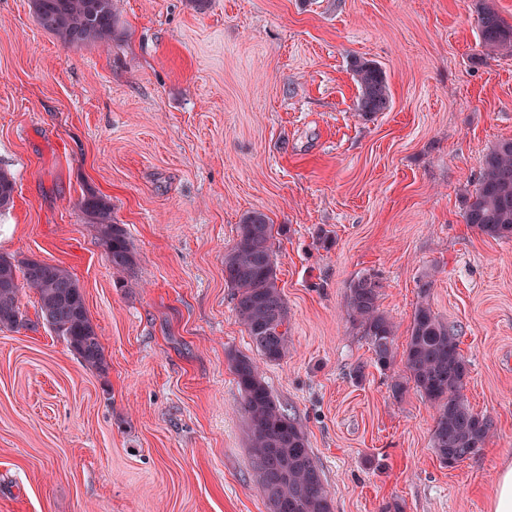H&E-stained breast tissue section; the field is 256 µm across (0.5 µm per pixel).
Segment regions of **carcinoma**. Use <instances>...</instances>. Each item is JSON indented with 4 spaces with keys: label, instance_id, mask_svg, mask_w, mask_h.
Returning <instances> with one entry per match:
<instances>
[{
    "label": "carcinoma",
    "instance_id": "1",
    "mask_svg": "<svg viewBox=\"0 0 512 512\" xmlns=\"http://www.w3.org/2000/svg\"><path fill=\"white\" fill-rule=\"evenodd\" d=\"M33 6L40 27L70 45L112 40V0H33ZM478 26L485 55L512 54V24L493 6H482ZM353 72L359 86L356 110L360 115L387 110L390 92L382 67L359 60ZM14 192L12 177L0 170V209L12 204ZM80 208L97 227L112 268L131 270L135 255L125 228L112 222V204L90 193ZM463 219L487 237L512 238V140L499 142L486 155L479 188L464 201ZM273 237L274 225L268 217L253 211L242 219L237 242L224 255V281L233 290L236 315L258 354L270 363L288 353V309L277 285ZM22 286L38 295L42 323L63 337L86 367L102 369L103 346L81 289L60 266L0 256V327L27 326L19 299ZM430 287L429 281L419 285L422 301L414 311L402 355L404 374L392 378L390 389L400 397L411 384L436 409L432 448L442 464H457L483 448L492 422L467 403L463 390L468 364L456 334L424 301ZM381 288L374 276L357 278L349 284L346 307L369 340L375 366L388 371L394 362L395 326L380 310ZM230 361L244 398L254 469L271 512H332L302 428L275 399L253 359L232 355Z\"/></svg>",
    "mask_w": 512,
    "mask_h": 512
}]
</instances>
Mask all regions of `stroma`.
Instances as JSON below:
<instances>
[{
  "instance_id": "1",
  "label": "stroma",
  "mask_w": 512,
  "mask_h": 512,
  "mask_svg": "<svg viewBox=\"0 0 512 512\" xmlns=\"http://www.w3.org/2000/svg\"><path fill=\"white\" fill-rule=\"evenodd\" d=\"M482 2L115 0L111 41L73 47L33 0H0V255L68 270L105 357L0 329V512H269L229 360L258 353L224 281L252 211L275 226L289 326L260 370L333 512H489L512 457V239L462 204L512 139V57L484 55ZM358 59L385 70L386 111L357 112ZM91 192L128 232L135 289L80 209ZM368 274L396 350L423 280L458 338L493 428L455 467L431 405L392 395L402 363L384 375L347 315Z\"/></svg>"
}]
</instances>
